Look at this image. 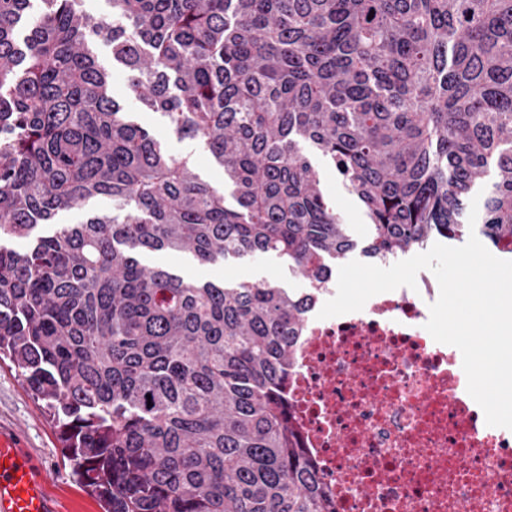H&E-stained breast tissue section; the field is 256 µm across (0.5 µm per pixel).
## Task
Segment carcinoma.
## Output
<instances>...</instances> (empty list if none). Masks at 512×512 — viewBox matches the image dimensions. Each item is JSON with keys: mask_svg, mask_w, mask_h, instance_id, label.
Returning a JSON list of instances; mask_svg holds the SVG:
<instances>
[{"mask_svg": "<svg viewBox=\"0 0 512 512\" xmlns=\"http://www.w3.org/2000/svg\"><path fill=\"white\" fill-rule=\"evenodd\" d=\"M80 2L0 0V359L103 512H336L282 390L356 242L299 141L359 201L365 257L463 239L492 170L479 232L509 254L512 0H107L108 20ZM96 38L161 126L113 97ZM99 197L115 212L57 223ZM152 252L276 257L312 288L200 281ZM167 146L173 157H180L186 153L192 154L196 172L200 177L214 186L224 187L222 169L213 163L210 155L201 144L189 140H180L172 136L168 139Z\"/></svg>", "mask_w": 512, "mask_h": 512, "instance_id": "cac0c4a2", "label": "carcinoma"}]
</instances>
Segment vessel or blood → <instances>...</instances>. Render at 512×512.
I'll return each mask as SVG.
<instances>
[{
  "instance_id": "obj_1",
  "label": "vessel or blood",
  "mask_w": 512,
  "mask_h": 512,
  "mask_svg": "<svg viewBox=\"0 0 512 512\" xmlns=\"http://www.w3.org/2000/svg\"><path fill=\"white\" fill-rule=\"evenodd\" d=\"M50 482L23 449L0 436V512H55Z\"/></svg>"
}]
</instances>
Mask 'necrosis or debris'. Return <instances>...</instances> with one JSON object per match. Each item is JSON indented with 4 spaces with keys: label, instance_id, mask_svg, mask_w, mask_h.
I'll return each mask as SVG.
<instances>
[{
    "label": "necrosis or debris",
    "instance_id": "necrosis-or-debris-1",
    "mask_svg": "<svg viewBox=\"0 0 512 512\" xmlns=\"http://www.w3.org/2000/svg\"><path fill=\"white\" fill-rule=\"evenodd\" d=\"M425 273L362 310L307 316L286 387L337 512H512V430L487 425L458 348L426 330Z\"/></svg>",
    "mask_w": 512,
    "mask_h": 512
}]
</instances>
